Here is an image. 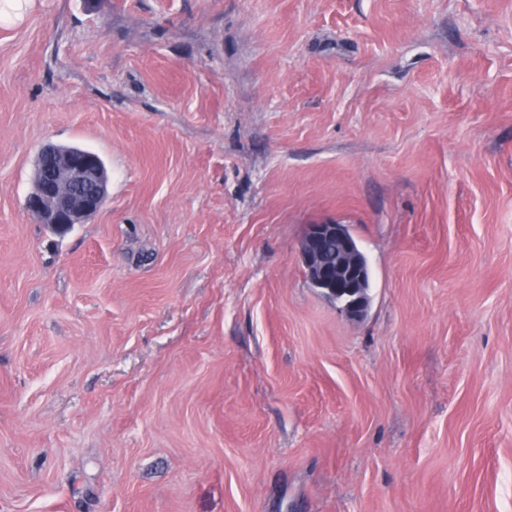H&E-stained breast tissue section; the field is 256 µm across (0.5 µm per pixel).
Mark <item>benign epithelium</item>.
I'll list each match as a JSON object with an SVG mask.
<instances>
[{
    "instance_id": "7a95c632",
    "label": "benign epithelium",
    "mask_w": 512,
    "mask_h": 512,
    "mask_svg": "<svg viewBox=\"0 0 512 512\" xmlns=\"http://www.w3.org/2000/svg\"><path fill=\"white\" fill-rule=\"evenodd\" d=\"M37 161L43 176L33 183L26 208L39 223L65 233L100 210L107 197L108 173L98 155L48 144L41 148ZM328 240L339 245L332 266L326 265L322 256V245ZM300 256L313 287L339 303L349 317L356 319L366 314L367 300L358 293L364 263L348 225H308L300 243Z\"/></svg>"
}]
</instances>
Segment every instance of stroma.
Masks as SVG:
<instances>
[{
  "mask_svg": "<svg viewBox=\"0 0 512 512\" xmlns=\"http://www.w3.org/2000/svg\"><path fill=\"white\" fill-rule=\"evenodd\" d=\"M48 142L109 174L63 234ZM332 221L359 320L300 260ZM0 512H512V0L0 24ZM328 240H336L339 245L334 266L326 265L322 256V245ZM300 256L313 288L339 303L351 318H362L366 314L367 300L357 289L361 288L364 263L348 225L331 222L308 225L300 243ZM363 258L368 269L361 292L371 298V269L365 253Z\"/></svg>",
  "mask_w": 512,
  "mask_h": 512,
  "instance_id": "1",
  "label": "stroma"
}]
</instances>
